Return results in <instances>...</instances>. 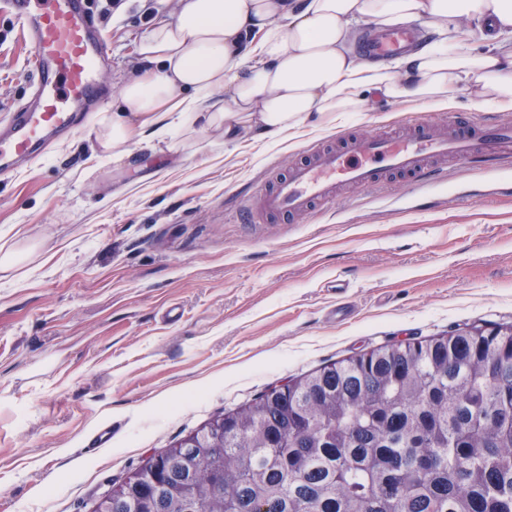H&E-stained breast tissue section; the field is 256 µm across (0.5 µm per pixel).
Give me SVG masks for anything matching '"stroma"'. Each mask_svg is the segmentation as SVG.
Instances as JSON below:
<instances>
[{
	"label": "stroma",
	"mask_w": 512,
	"mask_h": 512,
	"mask_svg": "<svg viewBox=\"0 0 512 512\" xmlns=\"http://www.w3.org/2000/svg\"><path fill=\"white\" fill-rule=\"evenodd\" d=\"M104 4L101 109L139 68L150 20V0ZM31 60L0 14V126L30 94ZM492 115L386 105L219 157L207 132L136 144L123 165L93 155L83 123L0 177V231L37 245L0 272V512H91L110 483L270 385L396 341L512 324V194L497 191L512 166L449 163L436 205L395 179L295 222L234 221L310 143ZM336 303L352 309L340 322ZM105 426L111 442L90 449Z\"/></svg>",
	"instance_id": "stroma-1"
}]
</instances>
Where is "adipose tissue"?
I'll return each instance as SVG.
<instances>
[{
  "instance_id": "ef3b65f1",
  "label": "adipose tissue",
  "mask_w": 512,
  "mask_h": 512,
  "mask_svg": "<svg viewBox=\"0 0 512 512\" xmlns=\"http://www.w3.org/2000/svg\"><path fill=\"white\" fill-rule=\"evenodd\" d=\"M137 47L140 69L87 137L119 163L133 141L213 131L230 152L319 126L330 112L419 103L442 110L468 100L512 110V0H178ZM416 25L427 37L384 61L357 51L366 26Z\"/></svg>"
}]
</instances>
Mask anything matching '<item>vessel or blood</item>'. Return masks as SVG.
<instances>
[{"label": "vessel or blood", "mask_w": 512, "mask_h": 512, "mask_svg": "<svg viewBox=\"0 0 512 512\" xmlns=\"http://www.w3.org/2000/svg\"><path fill=\"white\" fill-rule=\"evenodd\" d=\"M0 11L18 20L34 56V90L17 104L9 129L0 134L2 175L69 133L80 122V107L101 97L103 47L86 0H0ZM415 39L412 26L386 28L366 42L364 52L399 54ZM505 148H512V123L501 120L459 121L446 129L419 119L405 135L344 134L332 146L310 144L303 160L257 187L241 221L251 224L259 216L289 221L328 205L338 187L368 189L392 174L425 187L442 179L438 162L454 157L477 167L484 152Z\"/></svg>", "instance_id": "obj_1"}]
</instances>
